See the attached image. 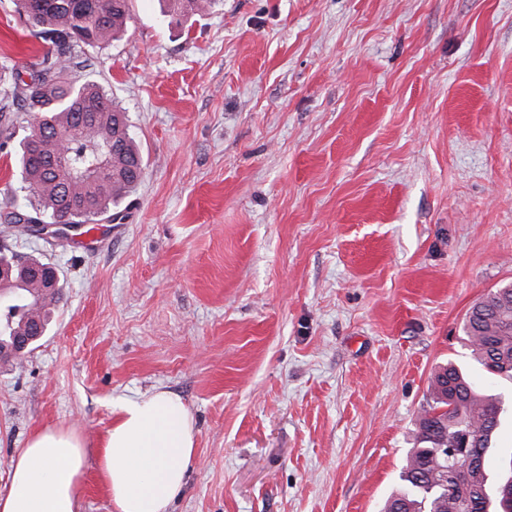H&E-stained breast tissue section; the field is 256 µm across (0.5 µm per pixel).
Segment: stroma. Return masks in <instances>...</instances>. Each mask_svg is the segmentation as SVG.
<instances>
[{
    "instance_id": "35a3bbf8",
    "label": "stroma",
    "mask_w": 512,
    "mask_h": 512,
    "mask_svg": "<svg viewBox=\"0 0 512 512\" xmlns=\"http://www.w3.org/2000/svg\"><path fill=\"white\" fill-rule=\"evenodd\" d=\"M70 78L129 117L141 183L92 251L0 225L54 266L46 333L0 361V494L38 429L85 443L77 512L116 406L179 396L195 460L171 512H382L431 376L500 395L492 483L512 470V381L475 369L472 305L512 282V0H130ZM47 46L0 0V67ZM170 12L180 15H204L209 12L213 0H166Z\"/></svg>"
}]
</instances>
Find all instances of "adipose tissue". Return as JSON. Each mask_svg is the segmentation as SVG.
Segmentation results:
<instances>
[{
	"instance_id": "adipose-tissue-1",
	"label": "adipose tissue",
	"mask_w": 512,
	"mask_h": 512,
	"mask_svg": "<svg viewBox=\"0 0 512 512\" xmlns=\"http://www.w3.org/2000/svg\"><path fill=\"white\" fill-rule=\"evenodd\" d=\"M99 471L116 512H168L195 454L193 418L167 390L120 402ZM84 449L72 431H36L17 455L0 512H76Z\"/></svg>"
}]
</instances>
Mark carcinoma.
Masks as SVG:
<instances>
[{"instance_id":"cac0c4a2","label":"carcinoma","mask_w":512,"mask_h":512,"mask_svg":"<svg viewBox=\"0 0 512 512\" xmlns=\"http://www.w3.org/2000/svg\"><path fill=\"white\" fill-rule=\"evenodd\" d=\"M170 11L204 15L213 0H166ZM15 12L49 49L30 68V81L14 69V83L0 89V149L14 138L10 107L17 102L37 118L16 148L19 190L25 193L26 211H8L5 224H21L26 231L36 224H91L110 212L141 181L143 157L135 146L126 112L97 83L81 85L69 78L72 60L85 48L112 42L129 18L128 0H14ZM54 136L64 143L70 169L59 174L39 156L38 136ZM120 150L110 153L112 140ZM43 262L0 251V267L12 270L18 284L11 335L25 336L31 322L47 328L50 304L27 314V290L38 287L31 275ZM462 332L473 360L487 372L512 379V284L496 288L466 316ZM501 414L497 397L478 391L455 364L440 367L430 383L429 401L416 422L401 480L402 489L386 503L384 512H507L512 504L490 496L487 480L479 477ZM455 449L456 460L471 470L468 483L453 486L452 463L444 449Z\"/></svg>"}]
</instances>
